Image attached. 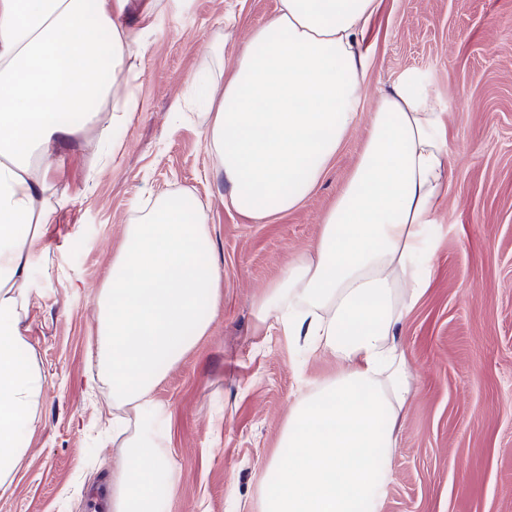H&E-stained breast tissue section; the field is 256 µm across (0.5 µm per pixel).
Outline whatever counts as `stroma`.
Instances as JSON below:
<instances>
[{
  "instance_id": "1",
  "label": "stroma",
  "mask_w": 512,
  "mask_h": 512,
  "mask_svg": "<svg viewBox=\"0 0 512 512\" xmlns=\"http://www.w3.org/2000/svg\"><path fill=\"white\" fill-rule=\"evenodd\" d=\"M277 5L176 0L114 74L135 72L136 107L111 128V161L99 160L102 112L59 147L51 269L32 268L34 279L50 274V297L30 310L27 352L47 383L0 512H84L125 466L112 445V400L105 387L86 385L96 302L137 216L133 201L161 192L207 206L224 276V306L206 336L154 390L176 482L166 512H261L289 406L338 366L328 355L298 364L286 340L255 335L254 301L316 240L380 91L409 70L428 79L445 112L453 188L437 209L444 231L431 286L401 336L416 395L378 512H512V0H382L364 34L372 65L357 125L300 207L255 224L224 205L190 79L207 67L223 88L224 66L205 65V46L220 36L232 53Z\"/></svg>"
}]
</instances>
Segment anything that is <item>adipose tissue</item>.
Returning <instances> with one entry per match:
<instances>
[{
  "label": "adipose tissue",
  "instance_id": "obj_1",
  "mask_svg": "<svg viewBox=\"0 0 512 512\" xmlns=\"http://www.w3.org/2000/svg\"><path fill=\"white\" fill-rule=\"evenodd\" d=\"M381 0H279L224 75L205 145L227 207L261 224L314 192L356 126L371 59L363 35ZM128 0H0V490L38 427L45 377L23 359L31 275L56 208L55 146L73 141L95 104L124 124L132 94L99 74L140 49ZM448 133L429 81L415 72L382 93L359 159L297 256L254 303L256 333L287 339L301 359L335 358L336 375L289 410L263 512H378L399 429L415 394L398 335L433 276L449 194ZM206 208L157 195L126 225L97 299L96 377L112 395V445L127 456L112 478V512H164L143 483L167 468L164 410L152 397L224 303L210 258Z\"/></svg>",
  "mask_w": 512,
  "mask_h": 512
}]
</instances>
